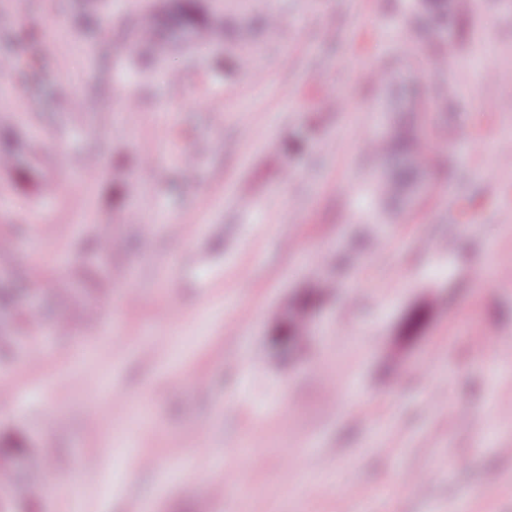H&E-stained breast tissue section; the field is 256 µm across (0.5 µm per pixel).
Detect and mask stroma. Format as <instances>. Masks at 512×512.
Masks as SVG:
<instances>
[{
  "label": "stroma",
  "instance_id": "35a3bbf8",
  "mask_svg": "<svg viewBox=\"0 0 512 512\" xmlns=\"http://www.w3.org/2000/svg\"><path fill=\"white\" fill-rule=\"evenodd\" d=\"M143 5L0 0V283L27 288L0 360V443L29 450L0 457L15 501L359 512L364 491L366 512H512V0L407 36L414 0H279L256 78L180 39L143 71ZM438 52L454 68L425 121L440 164L404 217L372 223L388 165L360 134L397 115L365 73ZM100 226L114 247L89 252ZM293 320L303 334L273 344ZM241 451L245 502L221 491ZM33 464L47 486L26 485Z\"/></svg>",
  "mask_w": 512,
  "mask_h": 512
}]
</instances>
